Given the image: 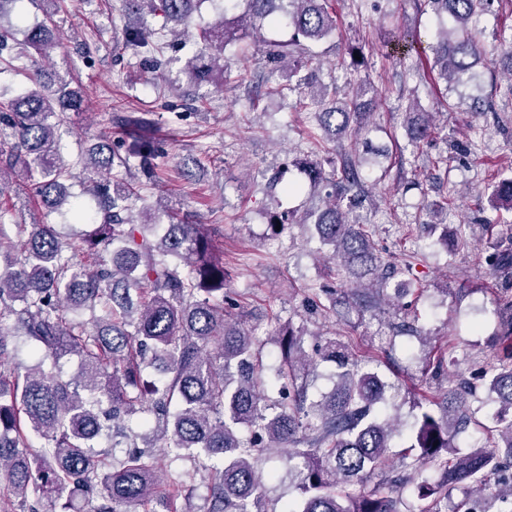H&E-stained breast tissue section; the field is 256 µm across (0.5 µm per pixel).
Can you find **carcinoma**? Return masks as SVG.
<instances>
[{"label":"carcinoma","mask_w":512,"mask_h":512,"mask_svg":"<svg viewBox=\"0 0 512 512\" xmlns=\"http://www.w3.org/2000/svg\"><path fill=\"white\" fill-rule=\"evenodd\" d=\"M210 2L219 18L197 36L202 53L186 68L193 83L224 78V50L271 26L291 31L289 45L267 53L266 62L288 76L313 64L309 44L331 37L337 17L331 0H123L142 19L129 43L152 68L158 42L189 30L198 6ZM435 19L430 71L446 87L472 82L484 58L472 35L473 20L491 0H427ZM232 18H227L228 14ZM61 34L43 25L27 32L24 55L32 63L60 47ZM32 86L0 102V196L6 175L15 177L17 197L38 199L61 210L72 223L16 224L23 236L16 252L5 228L10 210L0 201V512H42L44 503L64 501V512H187L195 482L206 484L205 512H268L266 486L279 479L274 463L298 479L301 499L282 512H405L404 491L430 499L425 512H512V299L499 304L504 323L496 353L486 359L481 379L497 405L490 438L463 451L457 435L472 415L464 394L422 397L416 406L410 451L391 456L400 428L387 415L386 385L362 366L344 344L327 338L316 356L304 350L307 332L275 324L272 339L281 362L274 375L261 344L235 316L239 300L225 288L224 259L200 224L157 227L154 212L133 205L140 198L127 158L105 144L85 153L93 174L87 191L97 200L89 219L73 201L66 182L56 128L67 113L84 109L85 92L69 72L36 69ZM299 93V105L315 108L329 140H359L372 131L376 95L365 80L350 94L317 82L277 86ZM140 158L155 176L161 154L149 136L146 113L116 116ZM405 127L411 145L429 137L432 113L413 104ZM309 183L334 189L314 214L312 237L328 274L342 271L346 296L366 308L389 288L380 272L373 229L355 211L365 196L359 166L347 158L306 160ZM491 202L512 210V178L495 186ZM307 224L292 211H277L268 227ZM81 245L86 258L73 262ZM33 364L19 372V343ZM80 359L76 370L64 362ZM334 364V388L310 398L318 362ZM160 378H146L147 365ZM127 448L124 458L114 449ZM189 468L169 477L174 460ZM465 495L448 510V497Z\"/></svg>","instance_id":"obj_1"}]
</instances>
